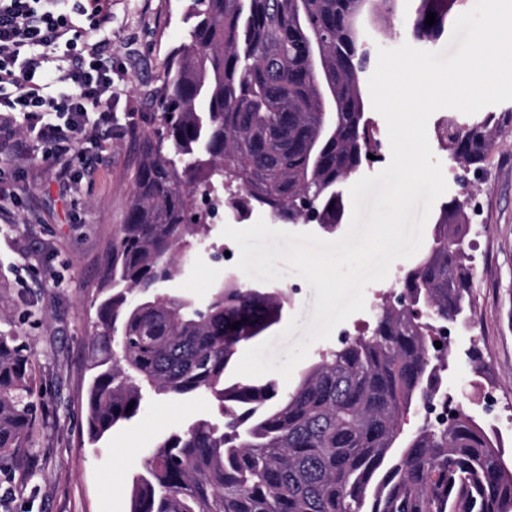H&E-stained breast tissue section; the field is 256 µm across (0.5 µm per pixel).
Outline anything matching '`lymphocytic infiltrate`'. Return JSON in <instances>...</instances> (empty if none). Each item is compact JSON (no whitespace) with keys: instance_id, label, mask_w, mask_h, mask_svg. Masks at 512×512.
<instances>
[{"instance_id":"f902f5d3","label":"lymphocytic infiltrate","mask_w":512,"mask_h":512,"mask_svg":"<svg viewBox=\"0 0 512 512\" xmlns=\"http://www.w3.org/2000/svg\"><path fill=\"white\" fill-rule=\"evenodd\" d=\"M107 0H0V144L13 126L46 147L61 171L75 142L103 154L112 137L116 84L98 43L83 40L109 19Z\"/></svg>"}]
</instances>
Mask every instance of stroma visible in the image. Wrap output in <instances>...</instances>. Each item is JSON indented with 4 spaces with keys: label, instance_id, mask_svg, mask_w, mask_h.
Segmentation results:
<instances>
[{
    "label": "stroma",
    "instance_id": "stroma-1",
    "mask_svg": "<svg viewBox=\"0 0 512 512\" xmlns=\"http://www.w3.org/2000/svg\"><path fill=\"white\" fill-rule=\"evenodd\" d=\"M188 0H112V22L98 35L121 80L112 143L97 161L73 147L68 187L44 147L24 136L0 150V330L12 331L35 359L34 399L38 437L28 449L33 478L0 463V512H128V484L149 448L166 431L216 413L205 396L146 401L129 422L89 442L85 415L91 377L89 336L101 301L99 283L112 237L129 205L137 164L133 131L157 111L150 94L160 85L170 51L185 38ZM484 206L478 220L485 235L476 252L472 322L452 327L454 357L448 384L463 391L476 412L486 384L497 388L505 414H512V123L473 193ZM235 265L196 252L167 283L169 293L206 303ZM287 290L281 319L262 333L277 362L304 340L316 292L295 275L277 282ZM479 351L482 371L466 361Z\"/></svg>",
    "mask_w": 512,
    "mask_h": 512
}]
</instances>
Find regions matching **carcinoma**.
<instances>
[{
	"instance_id": "cac0c4a2",
	"label": "carcinoma",
	"mask_w": 512,
	"mask_h": 512,
	"mask_svg": "<svg viewBox=\"0 0 512 512\" xmlns=\"http://www.w3.org/2000/svg\"><path fill=\"white\" fill-rule=\"evenodd\" d=\"M366 0H189L186 38L154 91L160 127L135 132L140 159L112 238L89 349L90 439L147 397L208 395L222 423L163 434L129 483V512H512V462L486 422L448 393L435 329L473 315L471 196L440 206L426 255L372 323L319 356L291 391L234 374L239 347L277 323L288 293L229 278L209 302L163 285L221 206L336 231L341 187L379 156L359 75ZM385 22L395 0H371ZM460 0H419L407 38L448 34ZM436 23L425 24L427 13ZM454 128L463 179L482 173L505 118ZM239 323L233 329V323ZM39 389L30 349L0 331V461L24 468Z\"/></svg>"
}]
</instances>
